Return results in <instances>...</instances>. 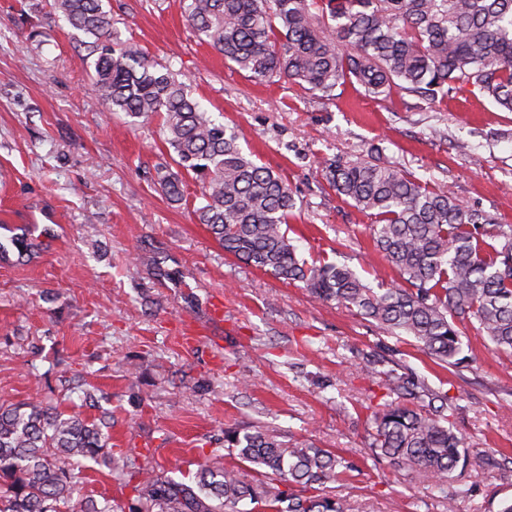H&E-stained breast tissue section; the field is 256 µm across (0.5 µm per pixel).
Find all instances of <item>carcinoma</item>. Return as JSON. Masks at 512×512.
I'll return each mask as SVG.
<instances>
[{
	"mask_svg": "<svg viewBox=\"0 0 512 512\" xmlns=\"http://www.w3.org/2000/svg\"><path fill=\"white\" fill-rule=\"evenodd\" d=\"M54 9L89 38L99 96L130 118L157 114L176 173L160 177L172 202L186 174L203 185L195 209L224 252L282 281H300L322 301L354 307L434 359L458 366V324L499 351H512V229L467 209L448 187L429 190L391 162H330L336 193L374 217L373 238L402 283L375 290L349 266H309L288 237L295 199L280 174L259 165L240 135L217 123L187 83L137 48L114 41L102 0H54ZM192 32L256 81L287 78L329 97L357 84L368 95L426 100L469 85L512 112V0H186ZM398 401L374 414L371 452L420 470L442 487L459 464L483 468L484 454L461 451L448 425L447 395L409 373L382 372ZM104 421L67 414L42 400L0 408V512H114L81 496L83 462L106 443ZM239 464L200 466L195 483L108 458L138 482L128 512H224L265 500L276 512H347L325 493L344 458L311 442L285 444L260 428L225 431ZM279 477L285 488L259 476ZM301 488L298 495L289 487Z\"/></svg>",
	"mask_w": 512,
	"mask_h": 512,
	"instance_id": "obj_1",
	"label": "carcinoma"
}]
</instances>
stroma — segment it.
Returning a JSON list of instances; mask_svg holds the SVG:
<instances>
[{"mask_svg": "<svg viewBox=\"0 0 512 512\" xmlns=\"http://www.w3.org/2000/svg\"><path fill=\"white\" fill-rule=\"evenodd\" d=\"M103 6L119 41L180 73L287 182L289 236L308 264H347L375 289L399 281L372 218L327 182L328 159L390 161L512 226V112L479 92L431 101L349 85L325 97L285 78L259 83L192 34L182 0ZM83 41L52 0H0V406L38 398L106 418V454L183 480L205 462L235 464L225 429L255 426L342 455L349 467L329 492L349 512H443L446 491L457 512H499L512 499V354L467 322L469 362L442 366L357 309L224 253L194 213L200 184L185 178L175 204L158 183L173 164L160 117L109 111ZM16 234L35 245L31 260L11 248ZM389 369L447 393L449 425L492 465L441 490L374 457ZM81 492L121 506L132 495L101 460Z\"/></svg>", "mask_w": 512, "mask_h": 512, "instance_id": "35a3bbf8", "label": "stroma"}]
</instances>
